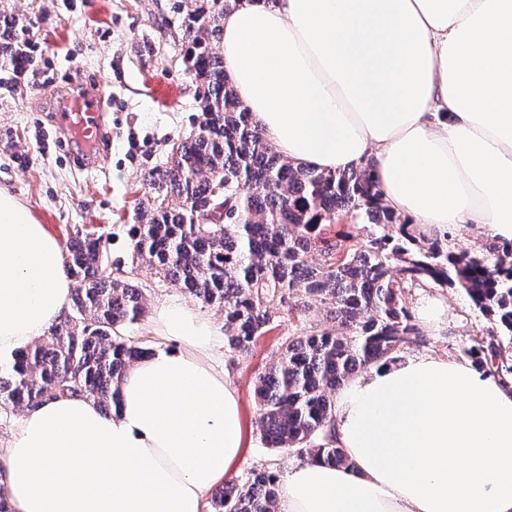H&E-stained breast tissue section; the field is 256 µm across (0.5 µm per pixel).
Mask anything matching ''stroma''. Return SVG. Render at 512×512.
Segmentation results:
<instances>
[{
	"label": "stroma",
	"mask_w": 512,
	"mask_h": 512,
	"mask_svg": "<svg viewBox=\"0 0 512 512\" xmlns=\"http://www.w3.org/2000/svg\"><path fill=\"white\" fill-rule=\"evenodd\" d=\"M9 0L15 16L46 49V82L32 89L21 77L0 73V188L18 196L48 231L66 241L74 227L100 226L110 234L112 263L129 264L127 226L141 195L145 169L162 164L170 140L188 135L201 114L195 84L186 71L169 30L171 0ZM99 90L107 101L112 134L110 158L100 167L82 169L64 149L70 138L55 120L64 100ZM138 148L129 152L127 138ZM445 304L441 328L427 332V348L462 359L473 338L486 335L489 318L469 299L450 288H410V311L429 300ZM310 311L262 336L253 352L225 360L240 392L246 442L231 478L240 480L252 466L273 459L279 473L301 464L296 455L275 457L256 424L254 382L275 363L289 334L319 323Z\"/></svg>",
	"instance_id": "stroma-1"
}]
</instances>
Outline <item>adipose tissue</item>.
Wrapping results in <instances>:
<instances>
[{
	"instance_id": "obj_1",
	"label": "adipose tissue",
	"mask_w": 512,
	"mask_h": 512,
	"mask_svg": "<svg viewBox=\"0 0 512 512\" xmlns=\"http://www.w3.org/2000/svg\"><path fill=\"white\" fill-rule=\"evenodd\" d=\"M230 83L293 164H370L385 206L421 233L477 224L512 241V0H239L223 20ZM59 240L0 189V358L70 308ZM119 404L45 400L0 448L13 512H204L245 446L220 328L160 303ZM350 467L311 460L278 512H512V385L420 353L335 401Z\"/></svg>"
}]
</instances>
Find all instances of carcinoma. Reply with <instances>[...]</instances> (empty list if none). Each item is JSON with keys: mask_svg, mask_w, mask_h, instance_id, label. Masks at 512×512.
Listing matches in <instances>:
<instances>
[{"mask_svg": "<svg viewBox=\"0 0 512 512\" xmlns=\"http://www.w3.org/2000/svg\"><path fill=\"white\" fill-rule=\"evenodd\" d=\"M241 0H175L182 63L196 83L202 120L150 169L129 225L131 268L114 269L108 233L74 230L66 271L75 282L70 312L32 347L0 365V409L31 410L56 395L85 397L104 409L130 366L152 353L123 334L146 310L137 268L224 312L231 359L288 315L317 309L330 327L288 337L255 385L257 427L280 453L352 467L336 445V388L369 368L426 343L405 302L406 289L434 284L462 291L495 324L464 349L475 367L512 378L503 343L512 344V243L487 256L456 251L449 236L428 239L383 205L369 165L343 172L296 166L271 147L230 86L221 40L224 12ZM30 29L0 8V67L19 71ZM223 193L215 194L219 182ZM338 215L363 220L357 239L323 237ZM272 462L241 483L216 490L210 512H276Z\"/></svg>", "mask_w": 512, "mask_h": 512, "instance_id": "1", "label": "carcinoma"}]
</instances>
